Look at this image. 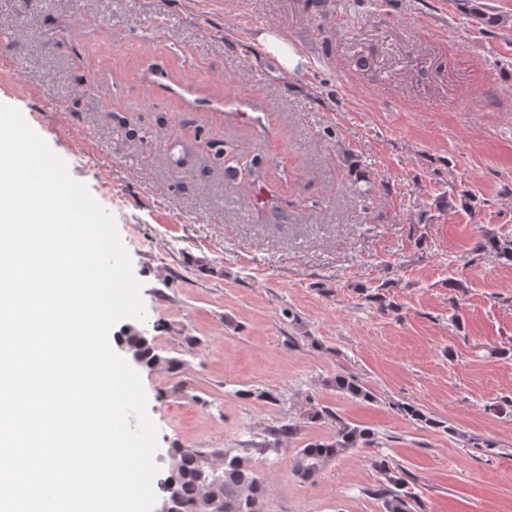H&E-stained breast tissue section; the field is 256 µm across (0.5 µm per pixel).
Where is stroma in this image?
<instances>
[{
    "instance_id": "35a3bbf8",
    "label": "stroma",
    "mask_w": 512,
    "mask_h": 512,
    "mask_svg": "<svg viewBox=\"0 0 512 512\" xmlns=\"http://www.w3.org/2000/svg\"><path fill=\"white\" fill-rule=\"evenodd\" d=\"M472 4L512 20V0H0V102L114 215L142 283L147 318L112 347L136 329L182 362L136 367L158 480L172 448H222L264 512H384L383 459L414 512H512V410L491 409L512 401V264L478 248L512 239V27ZM148 62L265 127L181 107L139 82ZM312 403L278 453L247 451ZM342 422L374 444L298 479L294 453Z\"/></svg>"
}]
</instances>
